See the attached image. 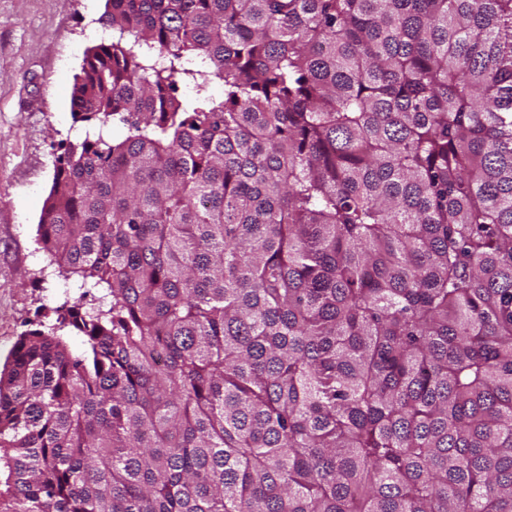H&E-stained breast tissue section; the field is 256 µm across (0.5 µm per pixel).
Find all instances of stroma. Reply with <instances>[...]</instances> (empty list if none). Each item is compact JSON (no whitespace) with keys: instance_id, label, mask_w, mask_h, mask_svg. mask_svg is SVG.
<instances>
[{"instance_id":"35a3bbf8","label":"stroma","mask_w":512,"mask_h":512,"mask_svg":"<svg viewBox=\"0 0 512 512\" xmlns=\"http://www.w3.org/2000/svg\"><path fill=\"white\" fill-rule=\"evenodd\" d=\"M104 9L105 0H0V365L30 322L80 295L43 274L37 225L58 143L82 132L70 91Z\"/></svg>"}]
</instances>
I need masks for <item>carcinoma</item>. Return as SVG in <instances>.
I'll return each mask as SVG.
<instances>
[{"label": "carcinoma", "instance_id": "1", "mask_svg": "<svg viewBox=\"0 0 512 512\" xmlns=\"http://www.w3.org/2000/svg\"><path fill=\"white\" fill-rule=\"evenodd\" d=\"M99 23L0 512H512V0Z\"/></svg>", "mask_w": 512, "mask_h": 512}]
</instances>
